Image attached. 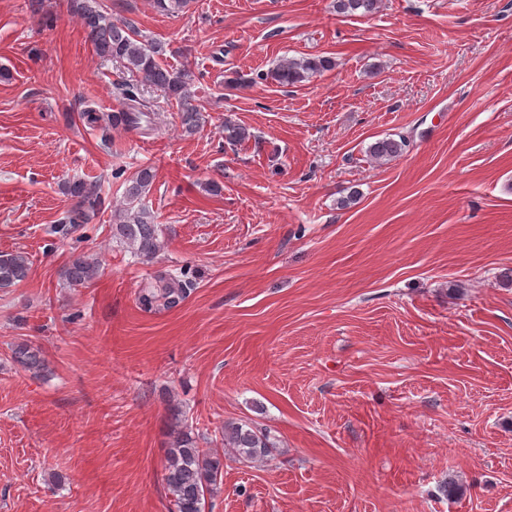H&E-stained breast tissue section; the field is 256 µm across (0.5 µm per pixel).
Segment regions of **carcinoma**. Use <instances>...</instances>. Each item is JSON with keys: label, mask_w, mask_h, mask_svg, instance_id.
<instances>
[{"label": "carcinoma", "mask_w": 512, "mask_h": 512, "mask_svg": "<svg viewBox=\"0 0 512 512\" xmlns=\"http://www.w3.org/2000/svg\"><path fill=\"white\" fill-rule=\"evenodd\" d=\"M379 0H334L337 14L346 17L366 16L375 12ZM189 0H154L158 12L165 15L183 11ZM70 8L82 23L86 39L96 54L102 58L122 62L126 68L147 83L176 101L182 112V124L192 132L203 120L201 107L193 103L189 92L192 72L186 66L171 67L161 63L166 53L165 44L136 38L133 25L115 23L100 10L97 0H70ZM335 60L329 56L313 55L299 59H284L270 72L260 75L262 80H272L282 86H295L331 70ZM150 112L147 101L138 97L132 89L124 92L120 107L112 112L97 113L94 109L84 111L87 119L104 129L132 131L141 128V123ZM410 146L408 137L380 139L369 146V154L377 160H387L402 155ZM153 168H142L136 178L126 187V198L133 202L140 199L153 183ZM67 195L76 199L69 210L67 224H84L88 213L101 204V196L93 183L75 181L67 186ZM113 235L132 250L141 260L153 259L162 247L159 225L145 208L128 207L118 215V224L113 226ZM31 262L28 257L0 251V288H11L25 281ZM101 268L99 258L89 254L72 256L64 271L66 280L72 285H83L94 281ZM161 286L143 288L138 303L145 311L159 307L172 308L187 297L186 283L175 276L158 278ZM12 359L28 371L36 374L45 369L38 346L22 342L12 348ZM208 438L203 434H191V430L174 433L170 442L164 481L171 498L172 512H205L206 501L218 492L224 471V455L214 448H206ZM224 447L244 460L262 462L271 455L273 443L267 432L256 427L230 424L224 427Z\"/></svg>", "instance_id": "1"}]
</instances>
